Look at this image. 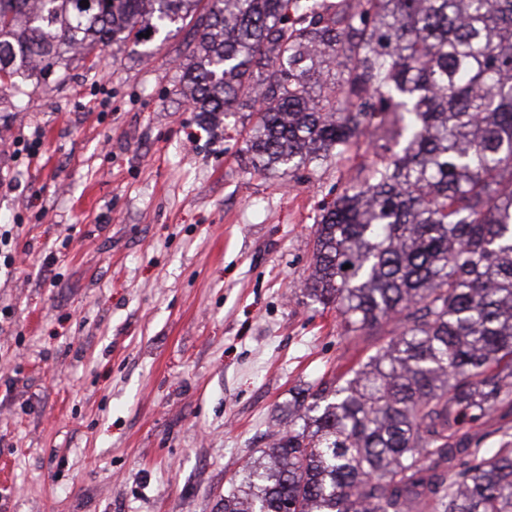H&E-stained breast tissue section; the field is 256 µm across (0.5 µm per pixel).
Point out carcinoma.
<instances>
[{
	"instance_id": "cac0c4a2",
	"label": "carcinoma",
	"mask_w": 512,
	"mask_h": 512,
	"mask_svg": "<svg viewBox=\"0 0 512 512\" xmlns=\"http://www.w3.org/2000/svg\"><path fill=\"white\" fill-rule=\"evenodd\" d=\"M0 0V87L188 26L180 93L256 172L360 159L303 291L399 330L288 402L220 512H512V0ZM350 268H344V265ZM501 427H509L512 433V411L507 408L490 414L474 425H467L460 432V436L471 448H475V443L478 442L479 448H496L495 442L498 437L494 432Z\"/></svg>"
}]
</instances>
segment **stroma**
<instances>
[{"label":"stroma","mask_w":512,"mask_h":512,"mask_svg":"<svg viewBox=\"0 0 512 512\" xmlns=\"http://www.w3.org/2000/svg\"><path fill=\"white\" fill-rule=\"evenodd\" d=\"M187 40L0 90V512H217L292 392L375 342L300 290L355 161L253 172L254 116L181 97Z\"/></svg>","instance_id":"stroma-1"}]
</instances>
